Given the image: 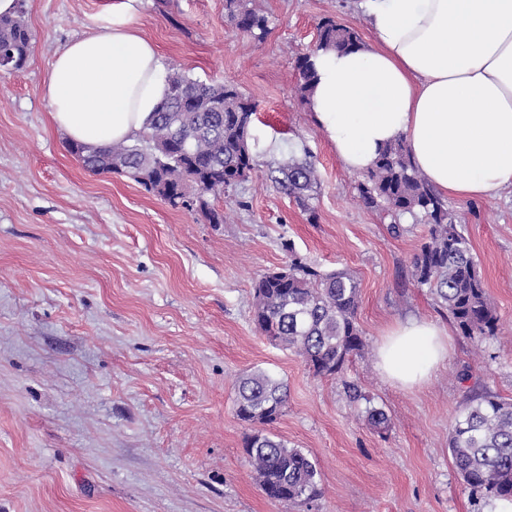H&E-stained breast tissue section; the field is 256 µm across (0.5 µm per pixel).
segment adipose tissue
<instances>
[{
	"label": "adipose tissue",
	"mask_w": 512,
	"mask_h": 512,
	"mask_svg": "<svg viewBox=\"0 0 512 512\" xmlns=\"http://www.w3.org/2000/svg\"><path fill=\"white\" fill-rule=\"evenodd\" d=\"M376 42L320 51L309 110L337 158L371 169L404 140L437 192L488 200L512 189V0H360ZM122 0L107 31L70 41L52 60L44 92L56 127L103 147L152 120L165 92L163 64ZM448 334L426 320L392 326L381 372L401 386L430 379Z\"/></svg>",
	"instance_id": "1"
}]
</instances>
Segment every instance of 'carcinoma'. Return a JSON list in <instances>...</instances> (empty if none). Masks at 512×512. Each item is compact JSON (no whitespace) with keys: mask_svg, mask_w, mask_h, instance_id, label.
<instances>
[{"mask_svg":"<svg viewBox=\"0 0 512 512\" xmlns=\"http://www.w3.org/2000/svg\"><path fill=\"white\" fill-rule=\"evenodd\" d=\"M228 21L261 41L266 17L248 0H225ZM32 33L21 17H0V47L10 51V71L23 69ZM361 45L350 28L322 22L316 50L352 49ZM300 90L308 94L313 78L310 57L297 63ZM165 97L151 123L129 142L89 147L84 165L94 173L141 174L136 182L173 206L177 190L191 182L203 195L219 197L246 179L256 167L250 146L256 105L237 88L205 84L173 71L166 76ZM275 183L305 200L317 186L314 165L295 157L275 168ZM365 206L384 208L391 229L410 215L426 225V241L413 261V277L469 338L498 334L499 317L484 288L469 239L457 229L442 198L413 167L407 146L397 141L381 153L367 180L359 184ZM253 323L275 345L299 355L317 376L339 374L364 340L357 325L360 289L347 270L321 271L294 256L283 268L258 278L253 286ZM287 385L265 371L238 382L235 400L240 420L256 426L244 442L248 463L267 498L288 505L321 495L315 461L267 427L282 415ZM448 453L464 483L487 498L512 502V402L485 394L459 411L448 433Z\"/></svg>","mask_w":512,"mask_h":512,"instance_id":"obj_1","label":"carcinoma"}]
</instances>
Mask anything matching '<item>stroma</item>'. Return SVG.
Listing matches in <instances>:
<instances>
[{
    "label": "stroma",
    "instance_id": "stroma-1",
    "mask_svg": "<svg viewBox=\"0 0 512 512\" xmlns=\"http://www.w3.org/2000/svg\"><path fill=\"white\" fill-rule=\"evenodd\" d=\"M112 2L25 0L28 62L0 71V512H484L448 432L474 394L512 401V191L448 203L499 317L496 338L472 339L411 276L425 226L395 233L362 205L364 174L343 167L299 90L323 19L373 43L358 0H250L269 21L261 41L228 22L224 0H137L165 70L256 104V168L212 199L220 224L91 172L54 126L44 82L71 40L110 27ZM292 155L318 175L303 203L271 179ZM294 255L359 280L365 347L340 378L314 376L255 329V281ZM408 318L450 333L447 358L412 388L377 359ZM256 369L288 386L272 429L316 462L315 501H271L246 461L236 383ZM370 405L387 429L368 425Z\"/></svg>",
    "mask_w": 512,
    "mask_h": 512
}]
</instances>
